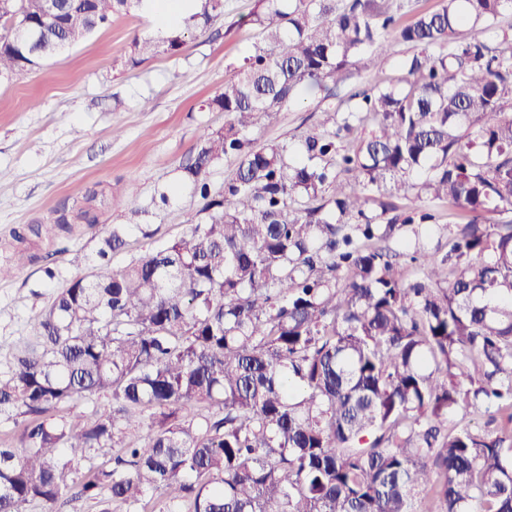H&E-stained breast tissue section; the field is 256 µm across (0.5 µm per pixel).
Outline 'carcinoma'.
<instances>
[{
    "mask_svg": "<svg viewBox=\"0 0 512 512\" xmlns=\"http://www.w3.org/2000/svg\"><path fill=\"white\" fill-rule=\"evenodd\" d=\"M141 0H0V76L30 71ZM184 29L133 39L130 61L178 54L185 31L224 17L196 0ZM512 0H444L399 26L378 0H256L250 53L201 108L222 112L181 165L203 200L182 236L111 266L106 231L92 272L61 289L0 372V512H61L72 489L100 512H512V36L488 33ZM39 33L36 54L20 22ZM419 52L395 84L327 107L298 147L249 133L306 86L334 98L351 68L382 64L390 38ZM370 122V136L358 126ZM235 164L219 193L206 181ZM351 175L347 183L340 174ZM446 199L468 215L436 260L419 230L366 215L373 194ZM137 196L88 189L55 227L96 224ZM363 219L354 224L352 220ZM105 393L93 418L69 412ZM482 408L504 435L448 416ZM102 448L116 452L84 466Z\"/></svg>",
    "mask_w": 512,
    "mask_h": 512,
    "instance_id": "cac0c4a2",
    "label": "carcinoma"
}]
</instances>
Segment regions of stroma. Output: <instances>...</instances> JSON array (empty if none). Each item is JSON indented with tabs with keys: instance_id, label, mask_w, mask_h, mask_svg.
<instances>
[{
	"instance_id": "obj_1",
	"label": "stroma",
	"mask_w": 512,
	"mask_h": 512,
	"mask_svg": "<svg viewBox=\"0 0 512 512\" xmlns=\"http://www.w3.org/2000/svg\"><path fill=\"white\" fill-rule=\"evenodd\" d=\"M254 5L255 0H225L223 19L187 37L179 54L136 65L129 61L131 42L154 27L134 9L38 68L0 81V255L10 249L13 232L26 233L35 222L49 225L63 199L87 188L116 184L133 192L141 205L136 215L101 208L99 223L75 225L69 235L29 236L25 250L32 262L0 281V370L57 291L88 272L104 229L126 228L127 245L112 257L116 266L188 230L203 202L183 179L180 165L203 133L224 126L223 113L200 105L250 52L255 32L239 20ZM413 52L411 45L392 43L380 69L353 71L348 86L395 83L398 60ZM327 106L322 92L304 88L297 104L264 117L252 135L261 143L296 144L317 132ZM394 203L401 213L419 207L436 215L428 248L440 257L458 225L467 221L445 201L410 195ZM48 266L54 279L44 274Z\"/></svg>"
}]
</instances>
